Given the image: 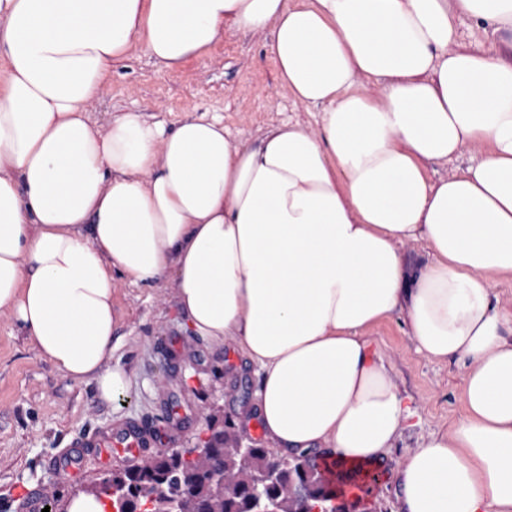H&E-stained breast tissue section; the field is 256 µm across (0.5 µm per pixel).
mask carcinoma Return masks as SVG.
Masks as SVG:
<instances>
[{"label":"carcinoma","mask_w":512,"mask_h":512,"mask_svg":"<svg viewBox=\"0 0 512 512\" xmlns=\"http://www.w3.org/2000/svg\"><path fill=\"white\" fill-rule=\"evenodd\" d=\"M236 441V434L225 431L191 459L180 452L146 459L136 469L113 472L86 492L110 500L114 487L136 500L143 512H254L255 490L264 501H274L277 512H292L302 497L311 507L328 498L329 482L306 452L274 467L270 449L256 442L245 453L232 447ZM217 465L222 479L214 475Z\"/></svg>","instance_id":"1"}]
</instances>
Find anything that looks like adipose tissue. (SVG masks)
<instances>
[{
    "label": "adipose tissue",
    "mask_w": 512,
    "mask_h": 512,
    "mask_svg": "<svg viewBox=\"0 0 512 512\" xmlns=\"http://www.w3.org/2000/svg\"><path fill=\"white\" fill-rule=\"evenodd\" d=\"M464 18L512 32V0H0V311L109 400L114 275H174L193 331L257 365L278 454L322 451L345 496L411 415L368 339L402 317L464 368L463 418L395 471L403 512H512V311L493 292L512 281V62L462 47ZM229 27L321 106L317 129L254 147L219 120L91 121L114 63L177 70ZM417 239L429 260L404 252Z\"/></svg>",
    "instance_id": "ef3b65f1"
}]
</instances>
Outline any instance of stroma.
I'll return each mask as SVG.
<instances>
[{
    "label": "stroma",
    "mask_w": 512,
    "mask_h": 512,
    "mask_svg": "<svg viewBox=\"0 0 512 512\" xmlns=\"http://www.w3.org/2000/svg\"><path fill=\"white\" fill-rule=\"evenodd\" d=\"M89 111L103 129L124 112L169 130L220 116L236 138L251 144L288 119L317 128L320 116L319 107L288 97L262 44L237 29L177 71L143 50L115 63ZM113 283L112 362L123 367L127 383L109 401L93 384L65 377L12 315L0 312V512H25L19 497L24 490L55 494L62 510L104 473L124 468V461L103 462L98 449L86 445L111 423L132 419L151 426L179 412L184 427L178 445L185 448L208 435L201 413L223 416L232 427L236 415L259 407L256 366L232 341L215 343L189 329L174 277L136 285L117 276ZM371 339L413 416L399 429L387 470L340 503L346 512H401L393 471L422 440L462 418L463 372L458 359L436 362L418 353L401 318L377 326ZM65 455L78 458L81 469L62 479L58 461Z\"/></svg>",
    "instance_id": "1"
}]
</instances>
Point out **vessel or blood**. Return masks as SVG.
<instances>
[{"mask_svg": "<svg viewBox=\"0 0 512 512\" xmlns=\"http://www.w3.org/2000/svg\"><path fill=\"white\" fill-rule=\"evenodd\" d=\"M180 436V419L172 416L146 430L126 420L113 425L94 439L95 447L105 449L108 454L139 462L145 459L149 449L174 447Z\"/></svg>", "mask_w": 512, "mask_h": 512, "instance_id": "obj_1", "label": "vessel or blood"}]
</instances>
